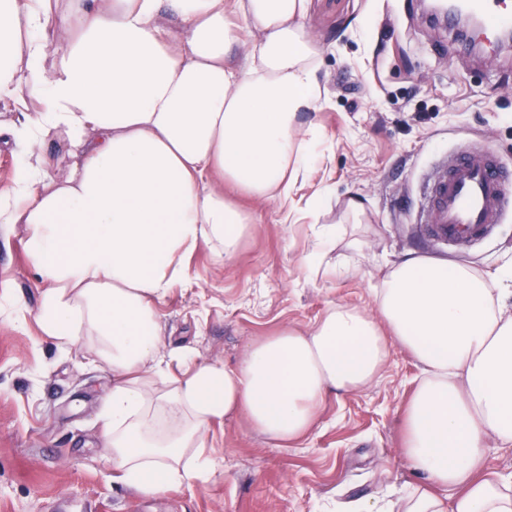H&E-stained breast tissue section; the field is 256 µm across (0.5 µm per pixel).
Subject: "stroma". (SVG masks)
Returning <instances> with one entry per match:
<instances>
[{
    "instance_id": "stroma-1",
    "label": "stroma",
    "mask_w": 512,
    "mask_h": 512,
    "mask_svg": "<svg viewBox=\"0 0 512 512\" xmlns=\"http://www.w3.org/2000/svg\"><path fill=\"white\" fill-rule=\"evenodd\" d=\"M301 25L322 93L299 120L317 125L320 158L284 204L225 187L250 231L224 264L204 246L191 256L187 282L158 305L161 352L188 346L201 361L233 365L251 341L307 327L328 303L373 311L384 264L402 253L490 272L512 261V211L495 234L460 247L434 243L418 222L426 183L449 153L489 141L512 164V50L458 52L421 0H305ZM320 224L361 243L360 258L346 243L330 255L357 270L309 273L303 257ZM24 235L20 224L0 235V284L20 302L0 315V512H360L390 505L414 481L401 418L421 371L397 346L373 382L330 402L297 444L276 446L236 416L210 430L208 480L161 496L113 481L99 419L112 368L95 341L63 352L41 336Z\"/></svg>"
}]
</instances>
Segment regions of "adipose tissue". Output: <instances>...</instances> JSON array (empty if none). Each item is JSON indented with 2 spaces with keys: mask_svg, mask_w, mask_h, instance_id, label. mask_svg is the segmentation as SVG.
I'll return each mask as SVG.
<instances>
[{
  "mask_svg": "<svg viewBox=\"0 0 512 512\" xmlns=\"http://www.w3.org/2000/svg\"><path fill=\"white\" fill-rule=\"evenodd\" d=\"M305 0H0V136L19 162L0 229L25 227L41 335L88 337L112 366L101 413L112 478L162 495L209 478L212 424L243 414L267 440L305 437L332 398L362 389L391 347L423 377L404 414L419 476L402 512H512V265L480 272L408 252L387 262L375 314L330 305L309 328L248 344L229 366L157 355V305L199 246L232 260L247 217L224 197L288 200L314 161L320 88ZM180 32H173L169 20ZM249 44L244 67L228 64ZM307 269L335 278L343 237L319 225ZM487 465L490 470L512 473V447L502 448L494 438L487 440Z\"/></svg>",
  "mask_w": 512,
  "mask_h": 512,
  "instance_id": "1",
  "label": "adipose tissue"
}]
</instances>
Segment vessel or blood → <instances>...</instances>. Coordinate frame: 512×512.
Wrapping results in <instances>:
<instances>
[{
  "label": "vessel or blood",
  "mask_w": 512,
  "mask_h": 512,
  "mask_svg": "<svg viewBox=\"0 0 512 512\" xmlns=\"http://www.w3.org/2000/svg\"><path fill=\"white\" fill-rule=\"evenodd\" d=\"M479 15L484 30L512 28V0H464ZM512 208V168L501 165L486 143L449 159L428 186L424 232L433 241L464 246L490 235Z\"/></svg>",
  "instance_id": "1"
}]
</instances>
